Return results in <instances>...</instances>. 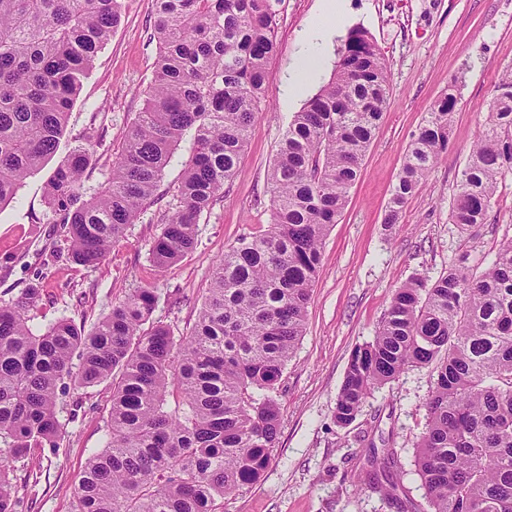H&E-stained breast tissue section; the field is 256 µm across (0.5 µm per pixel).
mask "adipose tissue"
I'll use <instances>...</instances> for the list:
<instances>
[{
	"label": "adipose tissue",
	"instance_id": "adipose-tissue-1",
	"mask_svg": "<svg viewBox=\"0 0 512 512\" xmlns=\"http://www.w3.org/2000/svg\"><path fill=\"white\" fill-rule=\"evenodd\" d=\"M344 2L345 0H318L317 13L301 35L302 51L284 88L287 101L304 96L308 86L323 74L327 52L343 28Z\"/></svg>",
	"mask_w": 512,
	"mask_h": 512
}]
</instances>
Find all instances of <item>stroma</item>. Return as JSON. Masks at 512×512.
<instances>
[{
    "label": "stroma",
    "instance_id": "1",
    "mask_svg": "<svg viewBox=\"0 0 512 512\" xmlns=\"http://www.w3.org/2000/svg\"><path fill=\"white\" fill-rule=\"evenodd\" d=\"M317 6V0L277 4V53L236 178L201 215L196 249L160 272L150 261V248L192 155L190 142L175 149L158 202L100 264L73 263L62 226L41 221L44 184L70 147L86 135L103 134L87 182L100 187L123 132L144 107L157 52L150 40L153 0H123L121 20L73 106L65 144L0 209V303L35 285L41 290L35 328L62 317L89 326L134 289L151 286L159 295L154 320L170 325L175 335L187 333L213 266L238 238L259 233L270 222L268 170L292 114L301 108L285 100L283 87L300 50L299 34ZM348 15L350 27L368 32L385 55L389 106L342 216L323 242L306 332L274 394L282 415L278 443L261 479L227 497L223 512H400L401 500L426 512L414 457L433 384L430 370L410 367L376 388L346 427L333 418L336 396L352 351L373 339L397 288L414 277L437 278L451 266L491 262L499 245L512 238V178L500 184L487 223L464 230L449 215L497 78L512 70V0H348ZM452 85L460 98L448 152L398 223H385L407 148ZM174 295L180 305H171ZM59 391L64 437L57 450L41 449L16 462V512H73L76 475L106 444L111 383L77 388L66 382ZM372 445L395 453L404 473L397 500L385 499L366 480Z\"/></svg>",
    "mask_w": 512,
    "mask_h": 512
}]
</instances>
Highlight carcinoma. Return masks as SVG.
I'll use <instances>...</instances> for the list:
<instances>
[{"label":"carcinoma","mask_w":512,"mask_h":512,"mask_svg":"<svg viewBox=\"0 0 512 512\" xmlns=\"http://www.w3.org/2000/svg\"><path fill=\"white\" fill-rule=\"evenodd\" d=\"M122 0H0V206L56 152L71 109L121 17ZM274 0H155L157 54L142 112L112 172L89 194L98 142L73 147L44 189L72 260L94 266L152 204L173 151L192 156L151 248L159 270L197 242L200 215L241 163L277 50ZM388 67L368 34L347 33L327 84L294 113L268 172L271 220L224 252L189 334L152 320L150 287L133 290L91 328L60 318L34 329L40 291L0 304V512H15L12 463L63 435L57 385L112 381L107 442L79 473L74 512H219L256 483L281 421L272 393L304 335L322 245L342 215L389 105ZM458 105L448 86L408 146L384 223L448 152ZM512 177V70L461 171L450 216L484 224ZM433 388L415 460L430 512H512V239L483 268L450 267L399 287L376 336L354 349L334 421H355L374 388L410 366ZM394 453L371 464L384 479Z\"/></svg>","instance_id":"cac0c4a2"}]
</instances>
